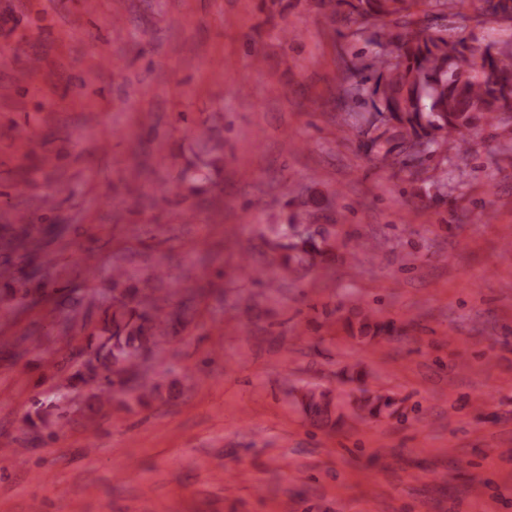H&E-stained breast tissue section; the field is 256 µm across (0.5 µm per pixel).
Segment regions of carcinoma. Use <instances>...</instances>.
Wrapping results in <instances>:
<instances>
[{
    "label": "carcinoma",
    "instance_id": "obj_1",
    "mask_svg": "<svg viewBox=\"0 0 512 512\" xmlns=\"http://www.w3.org/2000/svg\"><path fill=\"white\" fill-rule=\"evenodd\" d=\"M343 4L342 20L357 14L376 22L371 42L379 50L367 61L346 65L344 79L361 91L364 71L374 74L367 87L372 106L362 116L361 134L370 150L386 163L402 156L415 166L441 153L450 142L458 145L457 166L467 164V136L483 126L512 125V42L488 44L477 50L462 41H451L445 31L427 32L416 9L427 6L425 16L439 17L449 0H315V5L336 16ZM482 16L512 20V0H479ZM334 258L333 245L314 235L283 256V264L304 266ZM275 263L257 267L248 255L240 257V273L261 281L271 277ZM125 270L112 275V289L120 291L105 321L97 344H87V358L66 378L56 393L57 405L67 401L68 389L79 382H98L94 398L101 401L118 388L142 399L153 393L154 383L140 372L142 357L156 346V331L169 314L148 296L127 285ZM303 409L321 414L329 405L328 394L306 389L300 398ZM393 400L367 395L357 404L359 416H376L392 407Z\"/></svg>",
    "mask_w": 512,
    "mask_h": 512
}]
</instances>
